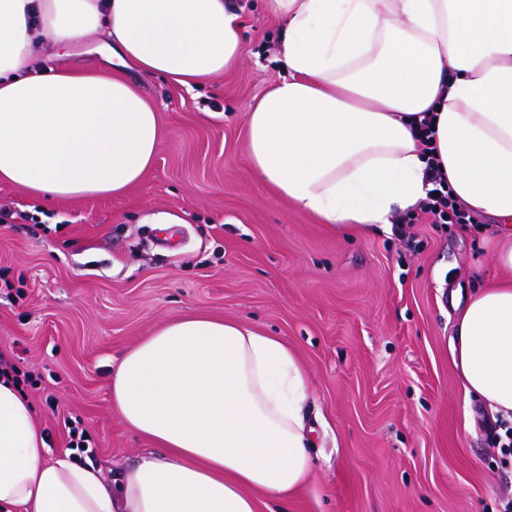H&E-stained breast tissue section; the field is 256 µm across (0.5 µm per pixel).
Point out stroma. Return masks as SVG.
<instances>
[{"label":"stroma","mask_w":512,"mask_h":512,"mask_svg":"<svg viewBox=\"0 0 512 512\" xmlns=\"http://www.w3.org/2000/svg\"><path fill=\"white\" fill-rule=\"evenodd\" d=\"M237 65L188 89L136 80L163 137L152 169L118 196L45 202L0 183V356L38 378L25 394L51 451L80 421L104 474L152 449L113 411L122 355L190 315L279 337L307 381L312 466L284 512H499L512 499L486 403L453 363L451 295L495 275L488 222L334 233L256 175L246 117L282 74L280 24L263 0H232ZM94 39L41 68L94 69ZM166 213L173 224H147Z\"/></svg>","instance_id":"stroma-1"}]
</instances>
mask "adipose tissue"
Here are the masks:
<instances>
[{
  "instance_id": "1",
  "label": "adipose tissue",
  "mask_w": 512,
  "mask_h": 512,
  "mask_svg": "<svg viewBox=\"0 0 512 512\" xmlns=\"http://www.w3.org/2000/svg\"><path fill=\"white\" fill-rule=\"evenodd\" d=\"M284 73L250 106L251 164L278 197L339 233L389 226L424 198L429 163L495 217L501 279L468 296L455 364L467 395L512 412V0H264ZM110 59L193 88L242 52L228 0H0V181L47 200L118 195L161 140L155 108L112 69L33 71V46L88 36ZM433 112V154L419 141ZM304 373L281 340L207 316L128 349L112 407L156 448L104 481L51 452L0 378V508L257 512L304 484Z\"/></svg>"
}]
</instances>
